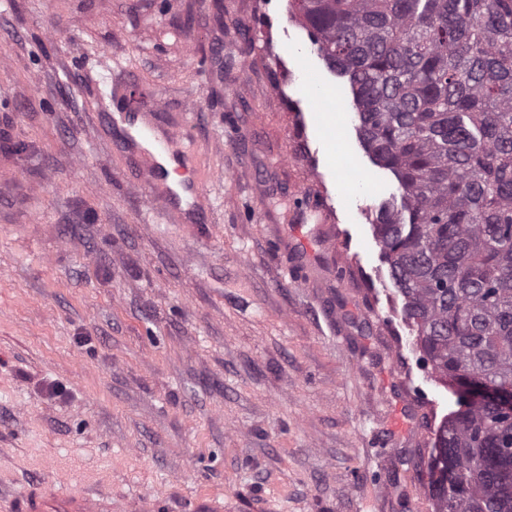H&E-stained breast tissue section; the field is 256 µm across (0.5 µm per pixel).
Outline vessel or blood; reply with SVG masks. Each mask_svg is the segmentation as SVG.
Listing matches in <instances>:
<instances>
[{
  "label": "vessel or blood",
  "instance_id": "1",
  "mask_svg": "<svg viewBox=\"0 0 512 512\" xmlns=\"http://www.w3.org/2000/svg\"><path fill=\"white\" fill-rule=\"evenodd\" d=\"M97 123L109 125L135 158L132 191L173 224H197L205 208L208 182L223 171L201 163V153L186 119L159 120L161 104L152 89L141 94L139 108L113 110L100 99ZM16 512H112L108 502H93L84 493L63 486L36 485L15 504Z\"/></svg>",
  "mask_w": 512,
  "mask_h": 512
}]
</instances>
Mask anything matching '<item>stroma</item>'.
Instances as JSON below:
<instances>
[{
  "instance_id": "1",
  "label": "stroma",
  "mask_w": 512,
  "mask_h": 512,
  "mask_svg": "<svg viewBox=\"0 0 512 512\" xmlns=\"http://www.w3.org/2000/svg\"><path fill=\"white\" fill-rule=\"evenodd\" d=\"M108 79L188 112L224 170L218 231L129 188L95 124ZM312 79L340 131L317 130ZM359 124L288 0H0V512L59 480L112 512H432L459 394L418 367L374 240L397 181ZM307 91L312 95L314 92H316L322 100H327L328 102L334 101L336 98V93L334 90L320 84L317 82L309 81V83L306 86ZM319 98H314V104L316 106V109L320 111L318 113V117L320 120V123L325 126H332L335 123L338 124L340 120L343 117V114L336 112V114L332 113H322L323 108V101Z\"/></svg>"
}]
</instances>
